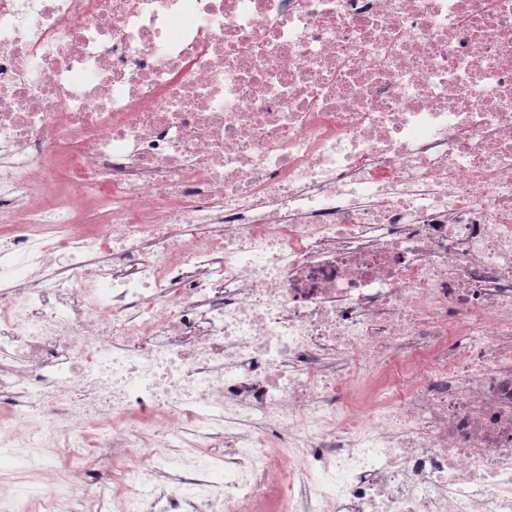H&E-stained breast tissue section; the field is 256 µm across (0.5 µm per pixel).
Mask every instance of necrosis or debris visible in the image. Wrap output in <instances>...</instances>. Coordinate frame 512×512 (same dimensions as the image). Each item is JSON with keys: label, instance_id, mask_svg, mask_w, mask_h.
Listing matches in <instances>:
<instances>
[{"label": "necrosis or debris", "instance_id": "1", "mask_svg": "<svg viewBox=\"0 0 512 512\" xmlns=\"http://www.w3.org/2000/svg\"><path fill=\"white\" fill-rule=\"evenodd\" d=\"M0 451V512H512V0H0Z\"/></svg>", "mask_w": 512, "mask_h": 512}]
</instances>
